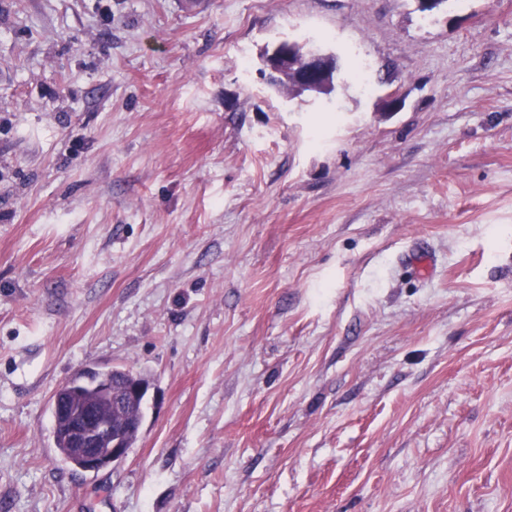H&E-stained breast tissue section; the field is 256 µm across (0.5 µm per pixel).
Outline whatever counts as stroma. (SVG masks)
<instances>
[{
	"instance_id": "obj_1",
	"label": "stroma",
	"mask_w": 512,
	"mask_h": 512,
	"mask_svg": "<svg viewBox=\"0 0 512 512\" xmlns=\"http://www.w3.org/2000/svg\"><path fill=\"white\" fill-rule=\"evenodd\" d=\"M0 512H512V0H0ZM328 56L318 50L309 51L303 59L296 55L292 41L279 43L265 60L273 75L290 74L301 92H322L332 82L333 75L328 66ZM94 399L84 405L70 403L62 394L54 398L55 412L63 416L68 422V435L70 445L60 424L54 429V445L62 460L75 468L80 467L77 451L82 455L84 471L97 473L105 469L102 452L107 450L114 459H125L138 440V424L145 416L148 400L137 399L148 392L149 385L143 382L131 381L116 388L112 382L95 384L93 387ZM136 399V400H135ZM134 400V401H133ZM132 401L123 406H115L112 418L115 421L119 439L112 441V420L106 410L112 409L116 403ZM108 447L105 448L104 446Z\"/></svg>"
}]
</instances>
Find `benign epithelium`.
Here are the masks:
<instances>
[{"label": "benign epithelium", "mask_w": 512, "mask_h": 512, "mask_svg": "<svg viewBox=\"0 0 512 512\" xmlns=\"http://www.w3.org/2000/svg\"><path fill=\"white\" fill-rule=\"evenodd\" d=\"M266 65L273 75L290 74L301 92H322L332 82L328 56L318 50L309 51L298 59L293 42H282L269 54ZM143 382L131 381L119 388L110 382L93 386L94 399L84 405L70 403L65 396L54 398L55 412L68 422L71 447L77 449L84 461V471L97 473L105 469L103 451L114 459H124L129 449L112 439V420L106 410L116 403L133 401L148 392Z\"/></svg>", "instance_id": "7a95c632"}]
</instances>
